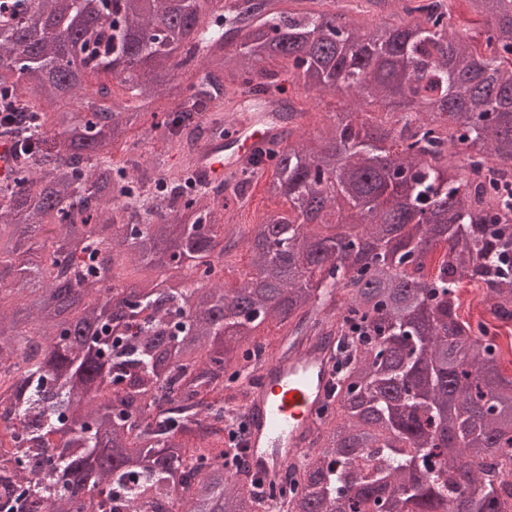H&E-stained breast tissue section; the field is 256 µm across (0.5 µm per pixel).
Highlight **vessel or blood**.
<instances>
[{
    "label": "vessel or blood",
    "mask_w": 512,
    "mask_h": 512,
    "mask_svg": "<svg viewBox=\"0 0 512 512\" xmlns=\"http://www.w3.org/2000/svg\"><path fill=\"white\" fill-rule=\"evenodd\" d=\"M240 118L228 137L205 138L192 152L196 171L219 182L268 148L279 134L272 100L253 111L249 98L239 101ZM334 345L316 340L296 346L289 354L274 350L268 356L260 385L241 403L249 423L245 444L253 472L274 476L306 452L320 425V409L336 383Z\"/></svg>",
    "instance_id": "obj_1"
}]
</instances>
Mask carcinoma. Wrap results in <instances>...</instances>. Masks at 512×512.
<instances>
[{
	"mask_svg": "<svg viewBox=\"0 0 512 512\" xmlns=\"http://www.w3.org/2000/svg\"><path fill=\"white\" fill-rule=\"evenodd\" d=\"M33 0L0 27V128L22 162L0 180V512H512V377L484 325L461 320L469 280L512 323V0H469L484 45L452 29L449 0H361L283 13L274 0ZM409 17L369 23L371 12ZM347 96L317 139L266 67ZM140 68L112 100L88 75ZM193 79L176 82L180 72ZM23 74L25 84L4 83ZM85 91L84 111L61 102ZM283 96L286 135L238 171L234 202L263 168L288 216L219 219L226 183L186 191L184 167L127 142L146 114L169 151L232 117L238 92ZM174 106L157 120L156 100ZM391 120L359 121V101ZM138 153L133 167L112 146ZM464 149L463 174L440 162ZM414 205L396 200L399 190ZM447 245L433 271L400 250ZM248 272L224 281L239 246ZM133 303H104L119 270ZM198 275L210 288H192ZM346 339L347 361L313 451L253 489L228 442L224 391L260 382L258 330Z\"/></svg>",
	"mask_w": 512,
	"mask_h": 512,
	"instance_id": "carcinoma-1",
	"label": "carcinoma"
}]
</instances>
